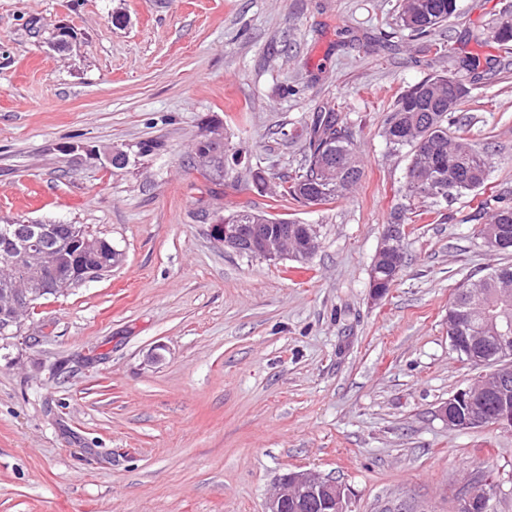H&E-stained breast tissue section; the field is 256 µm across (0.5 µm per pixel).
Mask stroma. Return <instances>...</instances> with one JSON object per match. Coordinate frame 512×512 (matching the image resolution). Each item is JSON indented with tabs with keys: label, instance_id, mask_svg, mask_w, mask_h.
<instances>
[{
	"label": "stroma",
	"instance_id": "1",
	"mask_svg": "<svg viewBox=\"0 0 512 512\" xmlns=\"http://www.w3.org/2000/svg\"><path fill=\"white\" fill-rule=\"evenodd\" d=\"M506 2L458 0L426 39L397 26V0H0V217L78 224L124 254L0 345V512H263L306 470L348 512H458L488 478L493 512H512V430L438 414L475 374L448 339L454 289L512 264L467 220L512 198V68L471 83L457 112L492 157L484 189L407 202L410 156L381 136L407 87L512 57L491 29ZM327 106L362 179L326 205L282 198ZM214 124L220 181L193 163ZM145 141L158 150L138 154ZM72 145L136 159L107 170ZM407 205L406 263L373 298ZM243 206L317 225L320 249L301 267L216 247L212 224ZM409 209L403 208L394 213L393 224H388L387 229L383 233L380 241L381 251H376L372 264L371 272V288H384V293L396 281L403 265H404V252L402 243L399 246L401 251L392 249L393 243H397L401 239V228L405 224L406 212ZM402 242V239H401ZM390 246V250L386 248Z\"/></svg>",
	"mask_w": 512,
	"mask_h": 512
}]
</instances>
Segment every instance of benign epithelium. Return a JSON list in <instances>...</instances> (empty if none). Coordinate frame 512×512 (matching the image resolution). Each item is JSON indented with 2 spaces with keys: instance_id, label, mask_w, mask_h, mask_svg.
Returning a JSON list of instances; mask_svg holds the SVG:
<instances>
[{
  "instance_id": "1",
  "label": "benign epithelium",
  "mask_w": 512,
  "mask_h": 512,
  "mask_svg": "<svg viewBox=\"0 0 512 512\" xmlns=\"http://www.w3.org/2000/svg\"><path fill=\"white\" fill-rule=\"evenodd\" d=\"M76 161L93 160L101 167L110 169L119 165L117 158L124 154L112 146H72L67 149ZM53 225L38 221L24 222L10 229L18 239L24 241L20 265L3 267L0 278L8 283V288L0 293V334L9 336L19 329L25 318L34 311L40 301L51 294L56 296L68 292V281L58 271L57 255L37 245L43 236L52 233ZM211 237L217 244L228 250L238 249L243 242L242 226L217 222L212 225ZM249 243L252 250L271 260L288 255V238L281 233H269L265 225L251 226ZM103 240L97 236L78 235L69 244L78 259L75 275L84 281L98 278L100 271L94 266L95 255L102 249ZM486 324L496 330L499 348L488 354L479 348V341L466 340L460 343L457 336L449 337L452 347L464 351L466 361L482 368L474 383L458 390L448 403L439 410V416L448 427L467 430L484 426L481 415L471 412L459 416L455 408L468 404L475 405L482 399L498 395L499 402L493 414V425L512 429V401L509 400L508 377L499 372L500 365L512 360V330L501 328L495 314L483 310ZM492 489L476 491L465 497L467 512H489V499ZM294 504L295 512H346L343 505V492L335 482L312 472H293L284 475L278 489L267 499L265 512H288V504Z\"/></svg>"
}]
</instances>
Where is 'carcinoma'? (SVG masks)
Returning <instances> with one entry per match:
<instances>
[{
  "label": "carcinoma",
  "mask_w": 512,
  "mask_h": 512,
  "mask_svg": "<svg viewBox=\"0 0 512 512\" xmlns=\"http://www.w3.org/2000/svg\"><path fill=\"white\" fill-rule=\"evenodd\" d=\"M457 0H402L398 16L400 26L415 35L425 36L443 26L457 13ZM495 40L502 46H512V10L502 12L493 27ZM472 74L483 72L494 75L499 63H481L472 57L464 62ZM467 84L452 75L430 76L402 91L382 130L386 145L395 152L404 149L410 154V165L404 184L405 197L430 198L429 189L439 186L440 197L463 195L485 187L490 172L486 153L452 141L448 126L457 124L455 112L468 95ZM362 168L348 127L341 124L335 109L316 112L305 126L304 164L295 175L283 180L281 195L314 205L337 201L345 197L361 180ZM226 224L244 225V235H249V225L267 224L276 229L288 224V236L294 240V260L304 264L311 259L305 250L307 229L305 225L284 219H272L248 207L224 215ZM512 249V203L506 199L497 206L486 220ZM82 231L77 224H57L54 234L46 240V247L59 254L60 270L71 272L72 253L62 251L64 240H73ZM404 265V252L394 249L376 252L372 264L371 287L390 288ZM512 285V265L492 269L478 279L469 275L456 287V294L448 312L463 311L476 302L470 295L474 288H484L483 301L502 322L512 323V294L501 300L495 294ZM480 321L466 316L456 323L458 336H479Z\"/></svg>",
  "instance_id": "cac0c4a2"
}]
</instances>
